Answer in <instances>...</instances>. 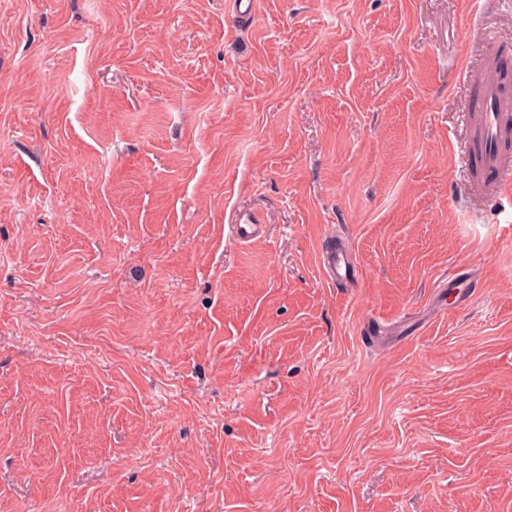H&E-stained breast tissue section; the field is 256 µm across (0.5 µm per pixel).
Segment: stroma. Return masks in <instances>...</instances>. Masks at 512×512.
Instances as JSON below:
<instances>
[{
	"instance_id": "obj_1",
	"label": "stroma",
	"mask_w": 512,
	"mask_h": 512,
	"mask_svg": "<svg viewBox=\"0 0 512 512\" xmlns=\"http://www.w3.org/2000/svg\"><path fill=\"white\" fill-rule=\"evenodd\" d=\"M503 44L512 0H0V512H512ZM504 80L495 60L477 80L473 112L463 114L465 155L475 163L471 189L493 198L512 184V92ZM230 225L231 234L240 242H249L262 234V218L254 211L238 212ZM324 276L332 283H341L348 279L353 269L351 253L348 248H333L321 260Z\"/></svg>"
}]
</instances>
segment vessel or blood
<instances>
[{"label":"vessel or blood","mask_w":512,"mask_h":512,"mask_svg":"<svg viewBox=\"0 0 512 512\" xmlns=\"http://www.w3.org/2000/svg\"><path fill=\"white\" fill-rule=\"evenodd\" d=\"M472 102L473 111L463 115L465 155L475 166L471 188L476 194L494 197L512 185V86L504 81L499 67H491L478 79ZM230 229L238 241H251L262 233V218L254 211L238 212ZM321 268L328 281L348 279L353 269L349 249L327 252Z\"/></svg>","instance_id":"vessel-or-blood-1"}]
</instances>
